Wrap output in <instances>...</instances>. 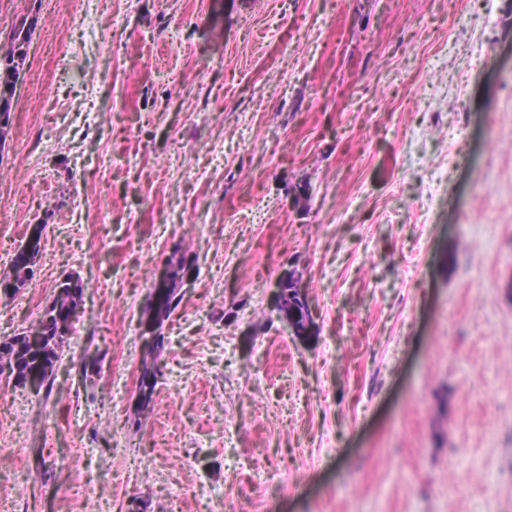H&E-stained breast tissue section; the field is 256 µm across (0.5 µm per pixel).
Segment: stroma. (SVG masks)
<instances>
[{
    "label": "stroma",
    "instance_id": "obj_1",
    "mask_svg": "<svg viewBox=\"0 0 512 512\" xmlns=\"http://www.w3.org/2000/svg\"><path fill=\"white\" fill-rule=\"evenodd\" d=\"M23 22L0 339L86 292L50 387L0 375V512H512V0H0V53ZM42 227L36 228L25 244L14 254L8 268L0 270V283L14 284L12 293L4 297L14 296L20 290L28 288L33 281V266L40 251ZM184 263L185 260L183 258L179 259L177 262H172L169 265L170 274L168 287L160 291H155V288H153L150 293L149 302L144 310V316H147L149 320L154 321L160 326L169 318L172 311L176 308L177 293L175 292V288H177V285L179 288L182 287L184 283L191 279L189 269L178 282L179 274Z\"/></svg>",
    "mask_w": 512,
    "mask_h": 512
}]
</instances>
